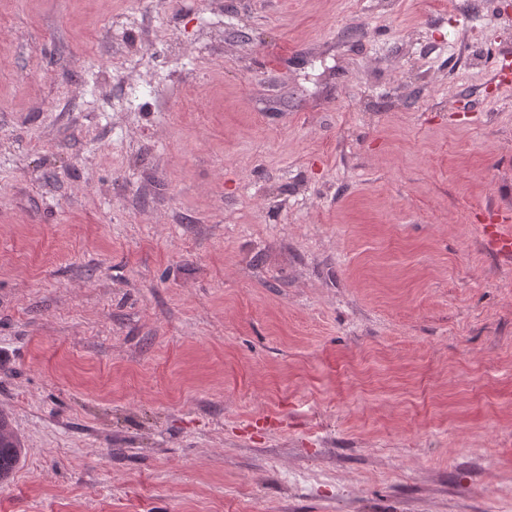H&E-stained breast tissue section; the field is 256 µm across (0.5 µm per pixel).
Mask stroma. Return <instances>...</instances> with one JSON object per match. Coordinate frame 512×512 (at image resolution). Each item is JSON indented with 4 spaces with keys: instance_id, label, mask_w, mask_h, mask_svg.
I'll list each match as a JSON object with an SVG mask.
<instances>
[{
    "instance_id": "35a3bbf8",
    "label": "stroma",
    "mask_w": 512,
    "mask_h": 512,
    "mask_svg": "<svg viewBox=\"0 0 512 512\" xmlns=\"http://www.w3.org/2000/svg\"><path fill=\"white\" fill-rule=\"evenodd\" d=\"M512 0H0V512H512ZM22 453L21 442L8 418L0 413V483L9 479Z\"/></svg>"
}]
</instances>
